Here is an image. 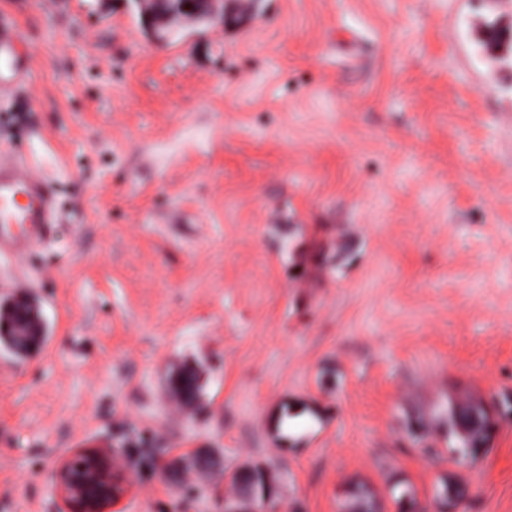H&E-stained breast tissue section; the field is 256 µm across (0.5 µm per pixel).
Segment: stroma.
Instances as JSON below:
<instances>
[{
  "mask_svg": "<svg viewBox=\"0 0 512 512\" xmlns=\"http://www.w3.org/2000/svg\"><path fill=\"white\" fill-rule=\"evenodd\" d=\"M35 71L0 103L56 195L0 256L46 343H0V512H61L52 472L109 448L125 512H512V23L497 0H224L165 37L141 0H0ZM505 29L499 49L470 27ZM200 399L172 402L169 375ZM494 429L457 462L448 407ZM221 467L174 472L185 452Z\"/></svg>",
  "mask_w": 512,
  "mask_h": 512,
  "instance_id": "35a3bbf8",
  "label": "stroma"
}]
</instances>
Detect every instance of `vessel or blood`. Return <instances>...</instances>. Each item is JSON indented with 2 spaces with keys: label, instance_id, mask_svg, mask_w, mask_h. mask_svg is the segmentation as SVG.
Wrapping results in <instances>:
<instances>
[{
  "label": "vessel or blood",
  "instance_id": "obj_1",
  "mask_svg": "<svg viewBox=\"0 0 512 512\" xmlns=\"http://www.w3.org/2000/svg\"><path fill=\"white\" fill-rule=\"evenodd\" d=\"M25 35L8 15L0 14V95L29 84L33 56L24 49ZM51 184L31 174L21 153L0 160V253L25 256L45 240L57 213Z\"/></svg>",
  "mask_w": 512,
  "mask_h": 512
}]
</instances>
